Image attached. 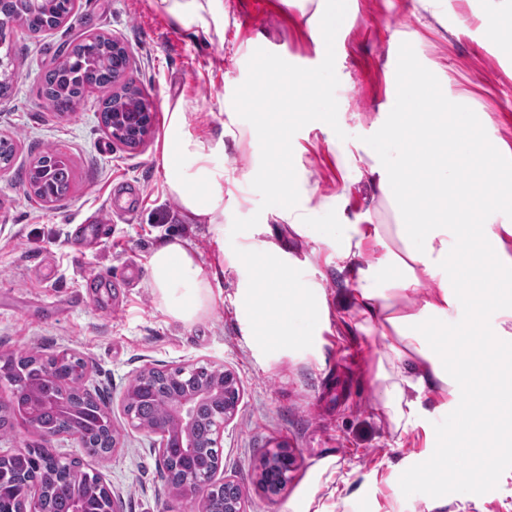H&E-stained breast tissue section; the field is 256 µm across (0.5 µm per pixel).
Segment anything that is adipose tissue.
Returning <instances> with one entry per match:
<instances>
[{"mask_svg": "<svg viewBox=\"0 0 512 512\" xmlns=\"http://www.w3.org/2000/svg\"><path fill=\"white\" fill-rule=\"evenodd\" d=\"M162 8L184 28L210 34L229 23L224 0H159ZM442 93L432 81L410 82L395 111L374 124L376 134L360 153H343L345 182L367 180L375 206L388 205L391 224L373 221V209L349 217L342 196L317 202L305 178L286 170L266 174L273 206L251 233L237 242L238 254L256 259V277L267 284L264 294L246 290L244 302L258 307L267 319V333L281 344L312 335L324 317L316 296L301 300L294 286L299 260L287 244L273 240L272 227L287 224L301 236L318 234L336 246V264L349 271L355 284L354 301L359 327L379 331L390 345L378 362L380 396L375 410L394 431L405 433L423 421L460 413L449 424L444 441L459 456L470 454L463 438L472 426L471 410L478 380L493 395V414L483 425L479 454L484 469L494 468L504 435H512V362L494 356V345L512 342V224L497 213L512 200V147L477 136L478 115L469 109L468 95L455 96L441 107ZM434 104V111H413L418 100ZM405 145L399 160H391L381 143ZM223 140L193 137L185 112H170L163 135L161 165L168 193L178 199L191 224L211 225L216 240L224 238V215L241 206L230 186L234 174L216 162ZM321 211L336 215L332 224H316ZM480 219V231L471 228ZM371 247L383 248L374 264L359 265ZM397 280H389V269ZM150 286L173 320L191 324L212 309L218 272H205L190 245L177 237L165 239L149 258ZM437 287L423 303L411 305L409 295L427 282ZM477 282L471 297L465 284ZM494 315L496 326L483 331L481 321ZM436 335H429L428 327ZM486 335L489 344L473 351L464 336ZM436 391L440 403L426 408L425 390Z\"/></svg>", "mask_w": 512, "mask_h": 512, "instance_id": "adipose-tissue-1", "label": "adipose tissue"}]
</instances>
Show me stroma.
I'll use <instances>...</instances> for the list:
<instances>
[{
	"mask_svg": "<svg viewBox=\"0 0 512 512\" xmlns=\"http://www.w3.org/2000/svg\"><path fill=\"white\" fill-rule=\"evenodd\" d=\"M224 3L230 22L207 38L157 0H77L59 27L14 33L16 77L10 97L0 99V137L15 144L11 165L0 171V356L83 358L85 386L109 404L119 439L96 458L66 438L52 441L53 450L97 474L123 512H168L173 490L154 437L129 427L122 396L147 367L221 365L241 386L221 470L240 487L247 512H512V446L492 471L468 460L437 473L428 467L445 451L436 423L401 434L376 412L375 373L387 341L358 328L354 284L338 270L333 246L279 225L289 251L310 258L299 282L324 298L327 316L304 343L263 341L255 335L262 319L241 302L250 259L219 248L208 225L184 223L159 164L166 114L178 106L192 136L223 138L225 170L239 174L275 157L291 170L304 166L318 195L335 194L337 148L328 146L318 115L304 121L278 111L282 91L267 69L273 60L305 76L335 67L339 148L370 140L403 78L416 74L450 97L469 89L481 134L512 145V53L498 44L512 34V14L489 13L484 0H444L437 20L418 14L413 0H344L351 25L318 44L307 26L313 8L301 0ZM461 18L465 28L450 33ZM90 33L124 43L127 78L153 102L155 124L139 147L104 132L98 109L109 89L86 93L65 117L42 105L45 67ZM255 97L268 108L245 107ZM268 122L284 126L285 141L250 139L252 126ZM228 126L233 136H223ZM48 150L65 155L73 171L69 193L52 204L31 197L26 182ZM241 194L244 205L224 218L229 239L248 233L272 205L263 179L244 183ZM95 212L105 221L98 230L87 222ZM175 236L192 245L205 271L224 272L212 311L192 325L170 319L150 286L148 259ZM279 446L293 464L271 495L259 483L261 462Z\"/></svg>",
	"mask_w": 512,
	"mask_h": 512,
	"instance_id": "1",
	"label": "stroma"
}]
</instances>
